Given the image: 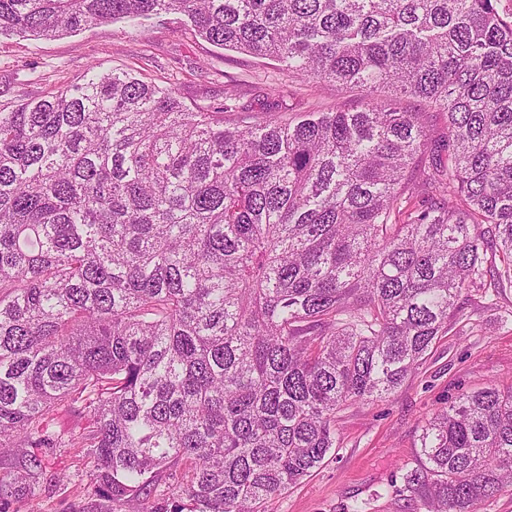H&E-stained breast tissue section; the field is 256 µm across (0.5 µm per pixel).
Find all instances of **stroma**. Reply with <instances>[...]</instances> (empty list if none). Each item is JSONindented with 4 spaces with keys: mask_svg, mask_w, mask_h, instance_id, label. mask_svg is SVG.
<instances>
[{
    "mask_svg": "<svg viewBox=\"0 0 512 512\" xmlns=\"http://www.w3.org/2000/svg\"><path fill=\"white\" fill-rule=\"evenodd\" d=\"M133 69L159 85H175L184 102L232 99L258 119L269 107L290 115L348 107L355 91L320 81L302 85L278 63L214 48L163 17L137 25L106 24L51 40L0 37V104L32 100L80 79L88 67ZM512 386V290L502 296L469 292L461 299L419 369L389 397L348 406L336 416L337 446L310 477L276 498L275 512H344L353 499H371L372 512H404L386 491L413 464L421 429L432 413L463 392ZM50 472L61 490L42 512H77L92 465L79 448H54Z\"/></svg>",
    "mask_w": 512,
    "mask_h": 512,
    "instance_id": "1",
    "label": "stroma"
}]
</instances>
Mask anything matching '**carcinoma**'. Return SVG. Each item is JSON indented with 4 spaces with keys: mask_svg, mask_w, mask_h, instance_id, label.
Listing matches in <instances>:
<instances>
[{
    "mask_svg": "<svg viewBox=\"0 0 512 512\" xmlns=\"http://www.w3.org/2000/svg\"><path fill=\"white\" fill-rule=\"evenodd\" d=\"M498 0H0V36L180 15L355 104L263 120L93 68L0 106V512L92 460L80 512H271L392 394L460 298L512 288V19ZM389 95L426 111H402ZM433 117L446 128L429 146ZM72 411L89 431L51 430ZM392 485L413 512L512 486V386L461 393ZM186 502L158 497L161 474Z\"/></svg>",
    "mask_w": 512,
    "mask_h": 512,
    "instance_id": "cac0c4a2",
    "label": "carcinoma"
}]
</instances>
